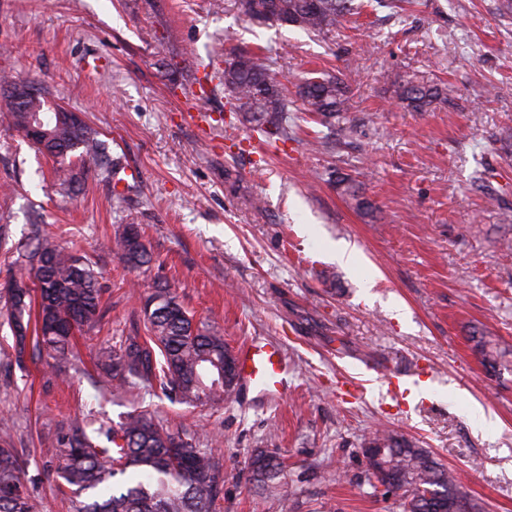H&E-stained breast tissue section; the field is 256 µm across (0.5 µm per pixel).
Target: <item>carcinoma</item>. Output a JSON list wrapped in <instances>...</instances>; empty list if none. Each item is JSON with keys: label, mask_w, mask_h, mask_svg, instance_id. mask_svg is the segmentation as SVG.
<instances>
[{"label": "carcinoma", "mask_w": 512, "mask_h": 512, "mask_svg": "<svg viewBox=\"0 0 512 512\" xmlns=\"http://www.w3.org/2000/svg\"><path fill=\"white\" fill-rule=\"evenodd\" d=\"M276 4L277 20L306 32H324L354 10L353 0H262ZM0 119L26 132L30 112L16 102L18 80L0 75ZM224 91L232 109L262 131L268 142L288 141V103L280 84L271 76L267 57L251 52L230 55L224 61ZM304 110L319 123L332 127L346 111L348 85L329 74L305 78L297 85ZM443 89L409 82L401 98L424 111L443 96ZM38 117L53 137L47 153L56 159L55 177L66 190L75 179L68 159L95 160L104 153L103 142L85 123L71 124L57 112L59 105L38 95ZM336 187L354 207L372 209L360 186L348 174ZM112 250L132 267L150 262L138 228L126 224L115 234ZM15 263L30 268L32 286L7 296L8 321L15 338L16 361L27 354L60 364L71 355L75 333L94 327L103 317L101 287L95 270L70 247L31 224L27 239L16 247ZM146 336H121L96 349L102 377L94 384L98 401L118 392L152 391L182 403L229 398L237 383H222L213 360H224L229 347L216 329L198 327L167 285H161L144 304ZM475 349L493 371L512 367L508 352L480 336ZM91 407L83 417L60 426L47 447L56 462V477L72 493L75 512H215L224 486V470L204 439L172 428L148 411H131L119 427L97 419ZM11 434H0V512H33L26 479V459L10 445ZM366 448H386L389 474L368 470L380 481L386 477L407 493L405 512H448L462 491L454 476L440 467L430 452L396 435L377 429L364 440ZM251 467L256 481H272L280 463L258 453Z\"/></svg>", "instance_id": "obj_1"}]
</instances>
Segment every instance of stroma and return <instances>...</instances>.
<instances>
[{
  "mask_svg": "<svg viewBox=\"0 0 512 512\" xmlns=\"http://www.w3.org/2000/svg\"><path fill=\"white\" fill-rule=\"evenodd\" d=\"M261 52L284 88L291 138L262 153L224 95V59ZM321 70L345 79L348 110L335 148L295 83ZM34 80L105 143L84 185L61 193L52 157L0 124V282L21 275L28 226L76 243L100 274V323L66 372L16 364L0 325V430L30 460L35 512H72L44 446L95 402L97 345L142 327V296L166 284L229 347L278 343L291 368L275 400L238 389L190 406L115 395L104 417L142 407L209 435L224 470L218 512H404L402 493L375 492L362 445L379 426L429 450L482 512H512V372L481 363L472 334L512 350V14L501 0H418L401 14L363 4L324 33L245 17L235 0H0V72ZM410 80L447 88L416 112ZM491 84L505 92L488 96ZM209 114L200 141L187 112ZM137 181L115 195V171ZM361 181L375 212L353 208L336 176ZM138 225L152 261L129 268L108 243ZM355 246L358 262L329 244ZM406 319H399L398 310ZM409 374L428 367L421 398L395 405L363 363ZM362 380L353 399L344 379ZM283 463L257 486V453Z\"/></svg>",
  "mask_w": 512,
  "mask_h": 512,
  "instance_id": "1",
  "label": "stroma"
}]
</instances>
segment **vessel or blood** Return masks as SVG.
I'll return each mask as SVG.
<instances>
[{"label": "vessel or blood", "mask_w": 512, "mask_h": 512, "mask_svg": "<svg viewBox=\"0 0 512 512\" xmlns=\"http://www.w3.org/2000/svg\"><path fill=\"white\" fill-rule=\"evenodd\" d=\"M235 356L241 385L256 394L276 398L288 385V362L280 347L265 340L253 339L240 344ZM393 396L400 401L420 392L427 378L421 374L378 373Z\"/></svg>", "instance_id": "obj_1"}]
</instances>
